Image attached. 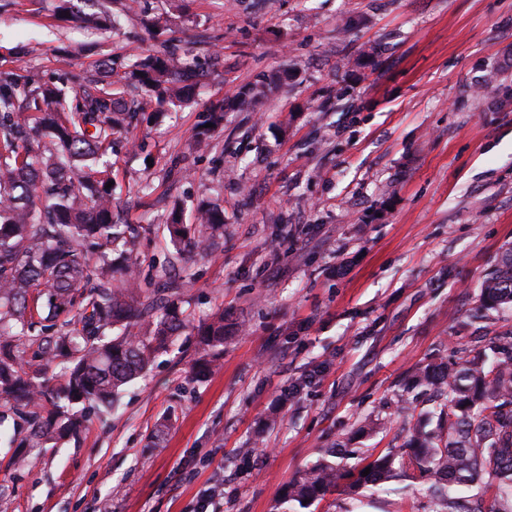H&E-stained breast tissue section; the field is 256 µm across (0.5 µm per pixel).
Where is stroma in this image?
Listing matches in <instances>:
<instances>
[{"instance_id": "stroma-1", "label": "stroma", "mask_w": 512, "mask_h": 512, "mask_svg": "<svg viewBox=\"0 0 512 512\" xmlns=\"http://www.w3.org/2000/svg\"><path fill=\"white\" fill-rule=\"evenodd\" d=\"M126 2L0 0V75L118 78L180 52L196 89L164 106L136 91L112 217L151 226L153 289L171 210L187 224L199 204L223 210L217 247L176 273L194 324L223 310L224 354L195 375L184 331L78 436L0 443V512H270L325 448H401L413 370L512 329V309L477 310L512 245V0ZM217 101L222 127L192 145ZM369 420L379 430L360 433ZM315 512L433 502L393 482Z\"/></svg>"}]
</instances>
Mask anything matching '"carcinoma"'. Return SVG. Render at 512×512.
Returning <instances> with one entry per match:
<instances>
[{"instance_id":"carcinoma-1","label":"carcinoma","mask_w":512,"mask_h":512,"mask_svg":"<svg viewBox=\"0 0 512 512\" xmlns=\"http://www.w3.org/2000/svg\"><path fill=\"white\" fill-rule=\"evenodd\" d=\"M183 75L169 51L137 58L127 78L163 102L184 95ZM140 110L119 80L0 76V402L15 415L11 444L43 447L80 431L190 324L181 304L140 288L148 228L112 223V166L102 158ZM197 220L174 215L165 228L175 247L202 256L224 215L202 206ZM479 300L485 310L512 308V247ZM196 344L200 368L219 360L224 311L197 328ZM416 390L447 396L434 428L376 457L325 449L284 485L273 512H312L331 492L354 496L400 478L429 486L436 512H512V329L458 362L414 370L406 393ZM486 476L498 495L473 506L469 492Z\"/></svg>"}]
</instances>
